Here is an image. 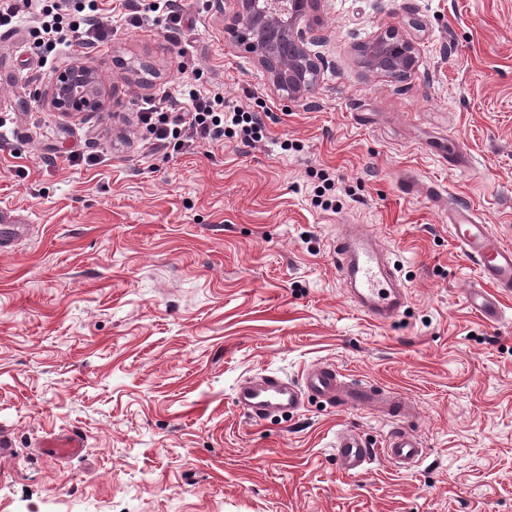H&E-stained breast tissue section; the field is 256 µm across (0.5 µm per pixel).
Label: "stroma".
<instances>
[{
    "instance_id": "stroma-1",
    "label": "stroma",
    "mask_w": 512,
    "mask_h": 512,
    "mask_svg": "<svg viewBox=\"0 0 512 512\" xmlns=\"http://www.w3.org/2000/svg\"><path fill=\"white\" fill-rule=\"evenodd\" d=\"M184 7L196 25L180 44L125 26L88 50L103 107L73 118L49 107L73 55L39 66L26 24L0 40V119L24 117L31 138L0 145V211L33 227L0 252V434L15 449L0 512H512V296L498 325L471 312L478 273L445 222L468 205L512 246V0H317L303 26L322 66L296 99L234 43L222 0ZM392 29L415 41L405 79L362 64ZM184 84L261 113L264 138L154 148L139 107ZM343 224L395 263L409 300L394 322L345 294ZM317 363L407 397L421 461L379 455L350 476L337 429L378 448L391 422L312 399L257 423L233 403L245 378ZM70 428L81 457L42 454Z\"/></svg>"
}]
</instances>
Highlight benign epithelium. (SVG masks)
<instances>
[{
	"mask_svg": "<svg viewBox=\"0 0 512 512\" xmlns=\"http://www.w3.org/2000/svg\"><path fill=\"white\" fill-rule=\"evenodd\" d=\"M309 0H224L228 23L254 22L251 39H240L269 74L274 87L290 98L312 89L306 75L317 71L307 52V32L301 27ZM364 64L394 78L414 70L416 56L412 40L392 36L375 38L366 48ZM101 78L86 62L74 61L56 76L50 98L52 108L75 115L101 108Z\"/></svg>",
	"mask_w": 512,
	"mask_h": 512,
	"instance_id": "1",
	"label": "benign epithelium"
}]
</instances>
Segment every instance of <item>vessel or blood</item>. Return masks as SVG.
<instances>
[{
    "mask_svg": "<svg viewBox=\"0 0 512 512\" xmlns=\"http://www.w3.org/2000/svg\"><path fill=\"white\" fill-rule=\"evenodd\" d=\"M448 224L479 274L477 287L465 296L468 307L484 323L499 324L504 317L502 300L512 294V247L502 244L487 225L476 223L466 205L449 207ZM335 250L336 269L356 308L378 324L398 318L408 294L375 239L348 225L337 237ZM310 398L396 421V428L385 440L384 456L402 467L414 466L422 458L424 446L418 431L404 424L410 415L407 398L392 389L345 377L331 365H314L297 380L274 373L250 377L240 381L233 394L236 407L257 421L291 414ZM40 446L50 456L72 457L82 453L85 439L75 428L49 435ZM335 448L336 462L346 474L361 476L368 471L374 451L355 429L339 430Z\"/></svg>",
    "mask_w": 512,
    "mask_h": 512,
    "instance_id": "vessel-or-blood-1",
    "label": "vessel or blood"
}]
</instances>
